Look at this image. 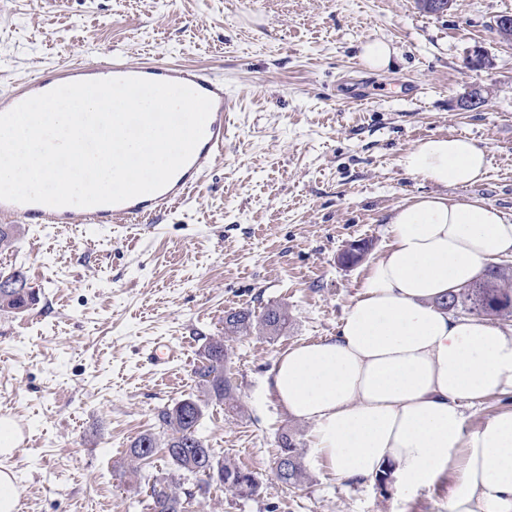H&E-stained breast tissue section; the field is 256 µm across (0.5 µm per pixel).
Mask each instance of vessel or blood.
<instances>
[{
  "label": "vessel or blood",
  "instance_id": "vessel-or-blood-1",
  "mask_svg": "<svg viewBox=\"0 0 512 512\" xmlns=\"http://www.w3.org/2000/svg\"><path fill=\"white\" fill-rule=\"evenodd\" d=\"M140 77L151 81H168L190 86L211 98L212 110L205 126L203 139L190 160L173 176L169 184L158 192L134 197L122 203L101 204L92 207H52L39 203H15L0 200V216L21 224H132L171 211L175 205L188 200L205 173L224 157L228 139L233 98L224 90V81L212 72L185 65H163L142 62L129 63L114 56L95 64H76L60 72L31 75L18 89L0 97V112L12 110L25 99L40 95L71 82ZM176 347L165 341L155 342L146 353L152 364L165 367L178 359Z\"/></svg>",
  "mask_w": 512,
  "mask_h": 512
}]
</instances>
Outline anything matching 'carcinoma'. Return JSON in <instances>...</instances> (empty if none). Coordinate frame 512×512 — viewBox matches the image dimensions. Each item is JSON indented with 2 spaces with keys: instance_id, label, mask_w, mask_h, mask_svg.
Instances as JSON below:
<instances>
[{
  "instance_id": "1",
  "label": "carcinoma",
  "mask_w": 512,
  "mask_h": 512,
  "mask_svg": "<svg viewBox=\"0 0 512 512\" xmlns=\"http://www.w3.org/2000/svg\"><path fill=\"white\" fill-rule=\"evenodd\" d=\"M512 268L491 265L483 275V281L471 283L448 293L451 302H442L448 311L460 309L468 314L489 317L512 315ZM11 284L14 291L0 294V312L13 313L22 307H30L38 301L34 291H26V279L22 271H0V285ZM288 327V310L279 305L266 307L260 314L250 310H238L224 317V335L211 336L195 366L194 375L203 397L182 399L172 408L161 412V421L169 431L165 448L167 457L175 469L198 478L197 486L207 494L216 483V477H224V489L238 497L248 498L258 493L260 482L253 473L240 468L229 458L216 455L198 435L203 409L210 401L222 402L230 398L232 387L224 375V363L228 359L226 340L233 336L253 333L278 336ZM158 447V439L152 433L136 438L129 447L128 473L137 476L139 461L149 459ZM280 452L275 464L279 465L276 478L293 486L306 477L302 457L294 438L284 433L279 441ZM151 512H191L195 497L180 490L174 481L157 483L150 488Z\"/></svg>"
}]
</instances>
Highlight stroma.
Listing matches in <instances>:
<instances>
[{"mask_svg": "<svg viewBox=\"0 0 512 512\" xmlns=\"http://www.w3.org/2000/svg\"><path fill=\"white\" fill-rule=\"evenodd\" d=\"M504 14L512 0H453L444 13L416 0H0V95L35 72L117 54L209 68L235 99L223 161L177 210L117 230L26 224L0 247V269H23L39 297L0 312V410L28 433L0 456L22 488L19 512H149L151 485L175 475L160 452L123 477L130 444L164 437L160 411L198 395L193 369L225 315L269 304L287 307V328L229 341L234 401L209 403L199 427L260 492L215 484L196 512H448L452 466L409 494L338 481L269 372L294 346L336 336L387 250L392 211L437 192L399 164L421 138L473 139L486 178L449 195L512 211V44L494 33ZM369 39L391 42L393 67L364 66ZM477 46L490 69L468 68ZM476 86L484 106L462 110ZM354 88L363 101L337 106ZM357 240L367 255L341 265ZM160 338L181 351L166 367L143 357ZM285 432L306 470L295 487L274 474Z\"/></svg>", "mask_w": 512, "mask_h": 512, "instance_id": "35a3bbf8", "label": "stroma"}]
</instances>
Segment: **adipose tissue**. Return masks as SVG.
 <instances>
[{
  "instance_id": "ef3b65f1",
  "label": "adipose tissue",
  "mask_w": 512,
  "mask_h": 512,
  "mask_svg": "<svg viewBox=\"0 0 512 512\" xmlns=\"http://www.w3.org/2000/svg\"><path fill=\"white\" fill-rule=\"evenodd\" d=\"M399 164L439 192L395 210L390 247L338 334L280 356L270 386L290 414L313 423L315 454L338 478L367 479L388 464L408 493L455 464L448 512H512V409L471 431L462 413L464 403L512 395V327L439 306L486 263L512 257V214L442 194L487 174V153L469 138L421 140Z\"/></svg>"
}]
</instances>
